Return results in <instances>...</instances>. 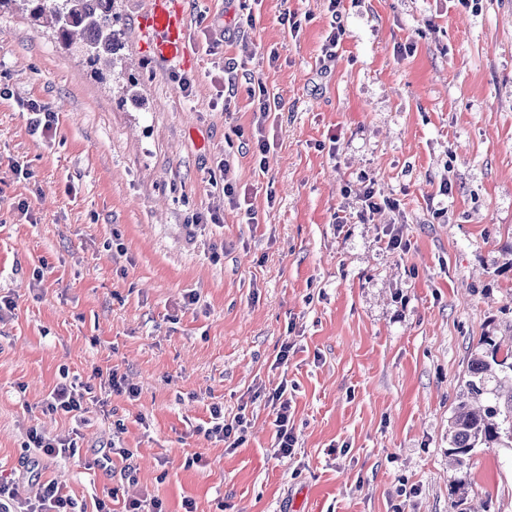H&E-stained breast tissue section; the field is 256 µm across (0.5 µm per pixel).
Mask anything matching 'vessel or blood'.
I'll use <instances>...</instances> for the list:
<instances>
[{
	"label": "vessel or blood",
	"instance_id": "b4317fda",
	"mask_svg": "<svg viewBox=\"0 0 512 512\" xmlns=\"http://www.w3.org/2000/svg\"><path fill=\"white\" fill-rule=\"evenodd\" d=\"M142 44L162 62L188 59L187 32L178 0H152L139 26Z\"/></svg>",
	"mask_w": 512,
	"mask_h": 512
}]
</instances>
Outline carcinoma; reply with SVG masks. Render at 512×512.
Instances as JSON below:
<instances>
[{
    "label": "carcinoma",
    "mask_w": 512,
    "mask_h": 512,
    "mask_svg": "<svg viewBox=\"0 0 512 512\" xmlns=\"http://www.w3.org/2000/svg\"><path fill=\"white\" fill-rule=\"evenodd\" d=\"M19 4L67 46L79 44L92 66L115 70L125 30L114 0H0ZM478 448L512 449V344L483 336L471 351L457 403L448 419V457L461 469Z\"/></svg>",
    "instance_id": "1"
}]
</instances>
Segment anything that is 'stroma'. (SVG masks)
<instances>
[{
	"mask_svg": "<svg viewBox=\"0 0 512 512\" xmlns=\"http://www.w3.org/2000/svg\"><path fill=\"white\" fill-rule=\"evenodd\" d=\"M179 3L184 68L140 44L150 0H116L123 77L0 9V475L24 497L57 482L83 512L147 495L168 512H512L511 450L448 466L469 355L512 330V0H344L327 68V0H262L250 25L240 0ZM253 79L281 105L264 171L234 134ZM368 179L398 211L360 215ZM97 366L139 397L43 412L61 370ZM283 383L288 456L268 400ZM215 403L249 419L239 447L196 433ZM34 428L79 432L74 457L26 450ZM112 442L130 458L94 466Z\"/></svg>",
	"mask_w": 512,
	"mask_h": 512,
	"instance_id": "1",
	"label": "stroma"
}]
</instances>
